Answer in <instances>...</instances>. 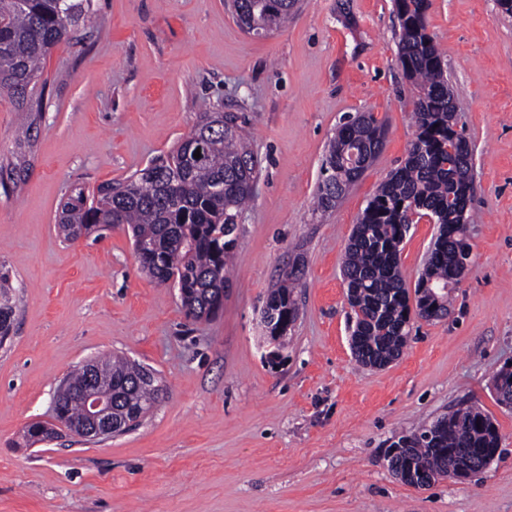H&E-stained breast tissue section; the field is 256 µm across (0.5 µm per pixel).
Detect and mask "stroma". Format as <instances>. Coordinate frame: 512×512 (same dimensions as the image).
<instances>
[{
    "label": "stroma",
    "instance_id": "stroma-1",
    "mask_svg": "<svg viewBox=\"0 0 512 512\" xmlns=\"http://www.w3.org/2000/svg\"><path fill=\"white\" fill-rule=\"evenodd\" d=\"M427 23L473 153L472 263L448 316L413 318L384 368L354 360L341 261L415 137L393 0H303L262 37L224 0H90L43 63L30 143L0 96V264L15 310L0 343V512H512V408L492 388L512 362V16L496 0H431ZM204 112L244 118L261 165L223 306L194 321L176 286L142 273L126 225L71 243L57 220L73 188L129 177ZM362 112L386 125L385 147L336 209L316 212L329 142ZM436 232L411 224L407 287ZM297 262L299 318L272 357L261 311ZM104 353L153 369L163 394L136 427L93 443L56 429L52 404ZM464 401L492 416L500 455L464 483L401 482L387 448ZM34 422L54 437L30 440Z\"/></svg>",
    "mask_w": 512,
    "mask_h": 512
}]
</instances>
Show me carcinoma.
<instances>
[{
  "mask_svg": "<svg viewBox=\"0 0 512 512\" xmlns=\"http://www.w3.org/2000/svg\"><path fill=\"white\" fill-rule=\"evenodd\" d=\"M297 0H232L236 20L268 32L286 22ZM399 20L398 61L419 88L414 108L416 135L404 164L378 186L360 215L342 266L348 301L354 312L352 335L358 337L355 361L374 368L397 360L407 343L410 301L426 321L448 315V300L471 265L466 235L472 201V149L452 104L448 73L436 41L427 29L429 0H394ZM83 0H0V96L28 113L24 139L33 138L38 116L30 114L28 89L41 74L42 61L86 15ZM387 131L373 114L349 116L336 129L325 155L315 205L336 208L365 170L381 154ZM202 160L190 162L198 143ZM341 147L358 151L360 167L336 160ZM259 161L238 117L201 114L190 133L168 154L152 160L122 182L107 181L87 192L74 190L61 207L58 228L75 242L98 227L127 225L141 269L158 283L174 281L182 308L194 321L224 291L228 261L237 244L238 218L252 199ZM430 217L439 233L423 272L409 293L400 268L401 246L414 217ZM301 270L293 266L284 283L271 289L264 307L267 328L275 334L282 319L293 325L299 315L294 288ZM10 276L0 270V343L13 330ZM98 373L112 382L116 414L133 419L156 402L155 388L141 382L140 365L103 355ZM87 368L79 367L57 389L60 415L82 419L79 390ZM496 399L512 404V372L498 371ZM500 447L494 419L476 405L463 404L408 435L387 450L389 466L415 488L438 479L476 475Z\"/></svg>",
  "mask_w": 512,
  "mask_h": 512,
  "instance_id": "cac0c4a2",
  "label": "carcinoma"
}]
</instances>
